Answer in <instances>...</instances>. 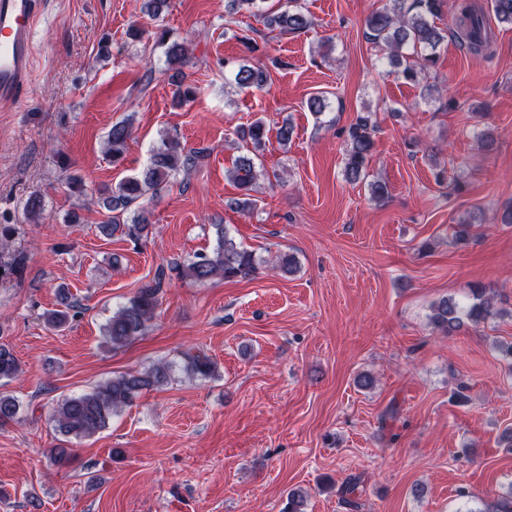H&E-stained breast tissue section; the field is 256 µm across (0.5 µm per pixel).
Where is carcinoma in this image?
<instances>
[{"mask_svg": "<svg viewBox=\"0 0 512 512\" xmlns=\"http://www.w3.org/2000/svg\"><path fill=\"white\" fill-rule=\"evenodd\" d=\"M265 0H227L225 8L230 13L246 9L262 18L269 28L283 32H298L309 25L308 17L300 10L282 9L270 11L264 8ZM442 8V0H388L385 6L370 15L367 20L368 39L386 52L389 64L402 79L416 82L437 61V49L447 40V30L437 26L435 19ZM494 19L500 24L512 26V0H490ZM454 36L459 45L472 54H486L490 45L489 23L483 8L473 0H459L453 18ZM168 31L157 32L158 43L167 45L166 56L175 76L182 75L181 66L186 54L184 45L166 44ZM234 82L241 89L261 88L267 82V73L258 67L240 64L235 69ZM371 117L360 116L345 131L344 177L356 183L367 177V165L375 148ZM131 137L129 122L120 121L112 125L107 136L106 151L112 163L123 160L127 141ZM266 137L265 124L257 120L242 131V139L253 149H259ZM204 151L185 148L176 131H167L161 136L146 167L136 176L120 181L116 186L105 185L98 189L96 205L101 209L100 233L110 237L121 232L137 243L148 237L152 224L144 209V202L157 196L178 175H189L196 168ZM260 176L254 158L246 153L237 157L228 177L236 184L240 197L232 205L240 210L250 209L255 201L250 191ZM131 213V221L124 215ZM216 244L209 252H199L186 262L170 266V271L182 280L205 283L216 276L226 279H250L259 265L254 253L242 248L231 237L224 225H215ZM17 227L0 224V280H18L26 269L24 253L12 249ZM283 276H290L298 269L296 257L290 253L280 254L275 263ZM162 278L138 289V291L112 314L104 329V336L112 349L119 350L144 335L154 319L159 302ZM60 304L64 309L50 310L43 314L44 322L61 329L69 321V311L77 308L70 301L65 287L58 290ZM499 314L493 293L485 287H475L468 301L459 302L442 298L433 305L431 321L434 327L453 335L466 325L479 326ZM183 372L199 380L214 376L215 364L206 355L187 353L183 356ZM20 363L12 349L0 344V380L18 376ZM173 365L159 361L142 370L116 376L93 390L62 398L54 407L56 430L66 437L89 438L106 428L112 415L120 408L132 403L144 390L157 389L172 380ZM21 405L10 394L0 392V428L19 418Z\"/></svg>", "mask_w": 512, "mask_h": 512, "instance_id": "carcinoma-1", "label": "carcinoma"}]
</instances>
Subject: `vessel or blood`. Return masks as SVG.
I'll list each match as a JSON object with an SVG mask.
<instances>
[{
	"label": "vessel or blood",
	"instance_id": "1",
	"mask_svg": "<svg viewBox=\"0 0 512 512\" xmlns=\"http://www.w3.org/2000/svg\"><path fill=\"white\" fill-rule=\"evenodd\" d=\"M44 0H0V103L19 101L32 67L33 32Z\"/></svg>",
	"mask_w": 512,
	"mask_h": 512
}]
</instances>
